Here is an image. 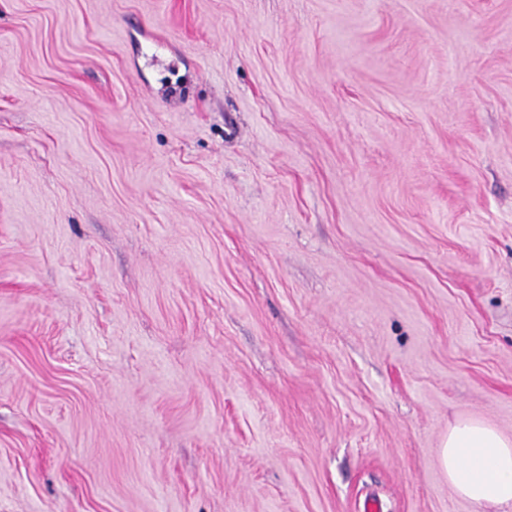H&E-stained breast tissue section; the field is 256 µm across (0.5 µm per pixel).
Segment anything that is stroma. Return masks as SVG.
Here are the masks:
<instances>
[{"label": "stroma", "mask_w": 512, "mask_h": 512, "mask_svg": "<svg viewBox=\"0 0 512 512\" xmlns=\"http://www.w3.org/2000/svg\"><path fill=\"white\" fill-rule=\"evenodd\" d=\"M512 0H0V512H502ZM448 481L462 498L512 507V440L475 420L448 431L441 454Z\"/></svg>", "instance_id": "35a3bbf8"}]
</instances>
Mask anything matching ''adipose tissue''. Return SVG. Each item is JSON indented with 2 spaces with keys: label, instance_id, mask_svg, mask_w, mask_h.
I'll use <instances>...</instances> for the list:
<instances>
[{
  "label": "adipose tissue",
  "instance_id": "adipose-tissue-1",
  "mask_svg": "<svg viewBox=\"0 0 512 512\" xmlns=\"http://www.w3.org/2000/svg\"><path fill=\"white\" fill-rule=\"evenodd\" d=\"M441 461L462 498L479 504L512 507V440L475 420L454 425Z\"/></svg>",
  "mask_w": 512,
  "mask_h": 512
}]
</instances>
